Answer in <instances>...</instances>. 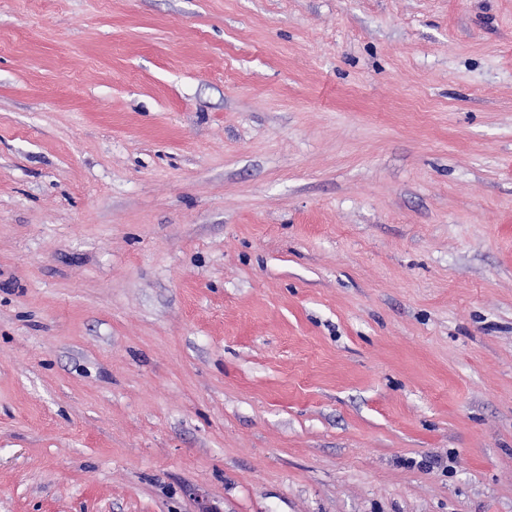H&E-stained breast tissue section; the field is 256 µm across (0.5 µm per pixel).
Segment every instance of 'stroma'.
<instances>
[{"label":"stroma","mask_w":512,"mask_h":512,"mask_svg":"<svg viewBox=\"0 0 512 512\" xmlns=\"http://www.w3.org/2000/svg\"><path fill=\"white\" fill-rule=\"evenodd\" d=\"M512 512V0H0V512Z\"/></svg>","instance_id":"1"}]
</instances>
